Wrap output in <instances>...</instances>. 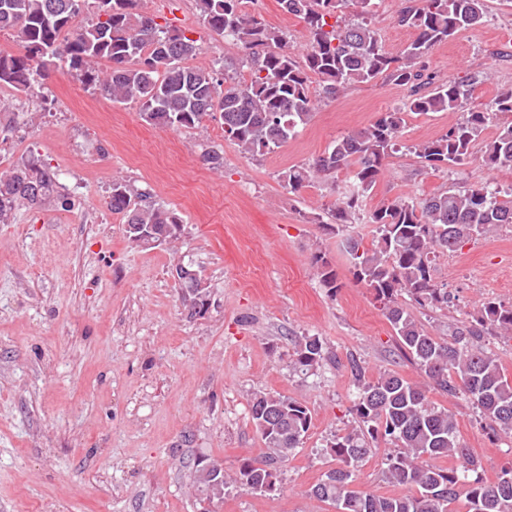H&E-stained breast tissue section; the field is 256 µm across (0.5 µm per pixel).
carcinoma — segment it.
<instances>
[{"label": "carcinoma", "mask_w": 512, "mask_h": 512, "mask_svg": "<svg viewBox=\"0 0 512 512\" xmlns=\"http://www.w3.org/2000/svg\"><path fill=\"white\" fill-rule=\"evenodd\" d=\"M371 2L279 0L285 13L305 23L307 41L300 63L288 32L250 12L245 0H197L202 26L244 52L242 66L248 77L242 80L236 70H226L220 78L212 69L187 65L202 51L199 40L140 14L144 0H0V29L12 30L24 48L21 54H0V88L33 96L38 78L51 68L65 69L114 103L138 102L140 115L152 125L194 129L217 115L224 137L254 157L275 152L310 120V75L319 77L321 93L330 99L383 75L406 88L412 113H461L445 132L410 151L434 168L463 164L485 127L500 113L512 114V91L485 108H470L463 82L436 80L426 73L425 59L459 32L481 25L485 0H403L395 23L417 35L398 55L384 49L378 31L363 19ZM350 7L359 16L353 22L345 15ZM15 116L13 102L1 95L0 135L14 130ZM404 124L405 112H380L367 127L338 138L331 150L281 172V179L289 191L298 192L353 169L350 185L329 209L332 222L314 219L327 233L340 235L354 223L385 161L397 151ZM200 160L212 172L224 170L221 150L207 149ZM481 162L489 169H512L511 122L502 124L483 146ZM69 204L57 173L38 153L31 151L22 164L0 172L1 224L10 223L21 207L42 211ZM108 208L122 216L126 236L136 247L150 245L142 229L160 234L181 223L175 212L153 200L149 189L125 180L112 183ZM368 223L374 226L371 247L347 238L353 275L383 305L401 351L428 384L424 387L395 372L368 379L358 361L349 359L355 387L352 412L359 426L327 444L338 466L325 472L310 493L337 512H448V505L461 497L467 512H512V466L502 468L491 483L474 477L480 459L460 443L454 417L428 397L430 388L452 396L462 392L489 423L493 436L512 435V382L498 358L476 344L494 330L512 332V304L485 302L446 342L431 336L399 303L406 295L422 308L447 307L448 289L437 284L432 257L454 253L466 241L512 226V197L504 199L490 183L476 181L423 198L397 197L369 212ZM313 263L322 285L337 288L336 271L326 256H313ZM175 282L187 316L204 317L209 287H200L194 278ZM332 359L317 336L296 342L295 365L302 371ZM249 413L269 456L262 467L255 460H243L235 481L270 492L276 482L271 462L288 460L302 445L312 414L297 399L261 391L253 393ZM378 438L397 447L386 459L385 478L409 493L384 497L350 489L370 452L368 440ZM448 457L461 459V467L430 464ZM204 464L195 463L199 501L212 503L224 498L228 481L211 483L202 474Z\"/></svg>", "instance_id": "carcinoma-1"}]
</instances>
